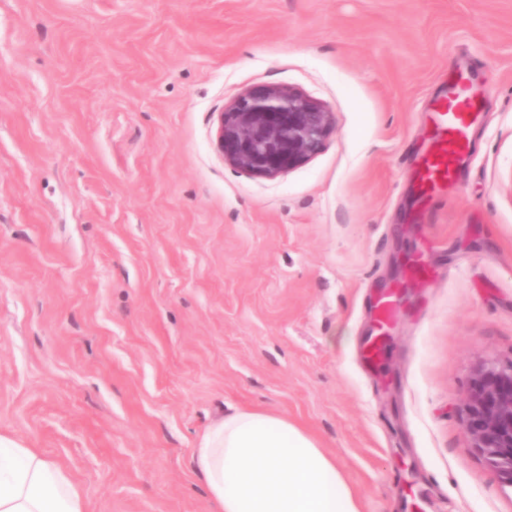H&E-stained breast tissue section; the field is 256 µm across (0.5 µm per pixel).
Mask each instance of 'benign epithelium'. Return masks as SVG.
<instances>
[{
    "label": "benign epithelium",
    "mask_w": 512,
    "mask_h": 512,
    "mask_svg": "<svg viewBox=\"0 0 512 512\" xmlns=\"http://www.w3.org/2000/svg\"><path fill=\"white\" fill-rule=\"evenodd\" d=\"M334 127L323 105L285 85L254 88L221 114L217 144L224 161L275 178L314 157ZM471 447L512 486V363H485L466 404Z\"/></svg>",
    "instance_id": "benign-epithelium-1"
}]
</instances>
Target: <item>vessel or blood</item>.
I'll use <instances>...</instances> for the list:
<instances>
[{
    "label": "vessel or blood",
    "instance_id": "b4317fda",
    "mask_svg": "<svg viewBox=\"0 0 512 512\" xmlns=\"http://www.w3.org/2000/svg\"><path fill=\"white\" fill-rule=\"evenodd\" d=\"M477 118L467 83L455 85L437 102L434 133L420 156L418 188L422 196H435L455 181L469 154Z\"/></svg>",
    "mask_w": 512,
    "mask_h": 512
}]
</instances>
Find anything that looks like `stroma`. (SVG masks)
I'll use <instances>...</instances> for the list:
<instances>
[{"mask_svg": "<svg viewBox=\"0 0 512 512\" xmlns=\"http://www.w3.org/2000/svg\"><path fill=\"white\" fill-rule=\"evenodd\" d=\"M461 73L483 119L419 211ZM272 85L335 124L264 178L216 132ZM489 359L512 361V0H0V435L88 512H219L193 450L236 408L314 435L362 512H512L465 430Z\"/></svg>", "mask_w": 512, "mask_h": 512, "instance_id": "35a3bbf8", "label": "stroma"}]
</instances>
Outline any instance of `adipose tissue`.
I'll use <instances>...</instances> for the list:
<instances>
[{"label": "adipose tissue", "mask_w": 512, "mask_h": 512, "mask_svg": "<svg viewBox=\"0 0 512 512\" xmlns=\"http://www.w3.org/2000/svg\"><path fill=\"white\" fill-rule=\"evenodd\" d=\"M193 461L220 512H361L335 457L284 415L226 413ZM0 512H85V497L40 449L0 436Z\"/></svg>", "instance_id": "ef3b65f1"}]
</instances>
